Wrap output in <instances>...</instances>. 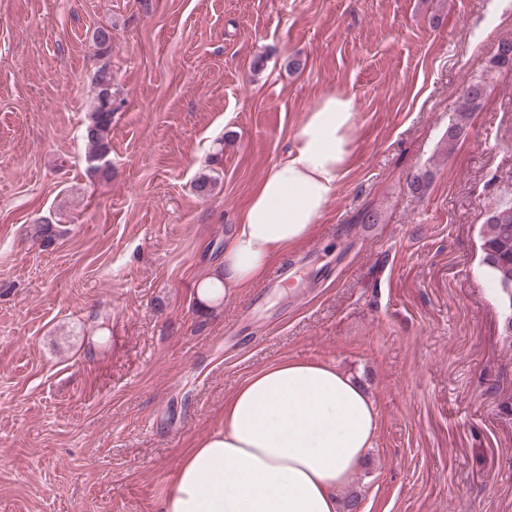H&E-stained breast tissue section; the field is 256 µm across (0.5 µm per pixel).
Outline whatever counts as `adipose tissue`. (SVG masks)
<instances>
[{
	"mask_svg": "<svg viewBox=\"0 0 512 512\" xmlns=\"http://www.w3.org/2000/svg\"><path fill=\"white\" fill-rule=\"evenodd\" d=\"M352 98L326 95L255 189L197 287L199 302L262 281L302 243L335 199L353 147ZM379 417L359 382L336 366L286 359L248 376L224 404L219 430L183 458L161 512H338L373 448Z\"/></svg>",
	"mask_w": 512,
	"mask_h": 512,
	"instance_id": "ef3b65f1",
	"label": "adipose tissue"
}]
</instances>
